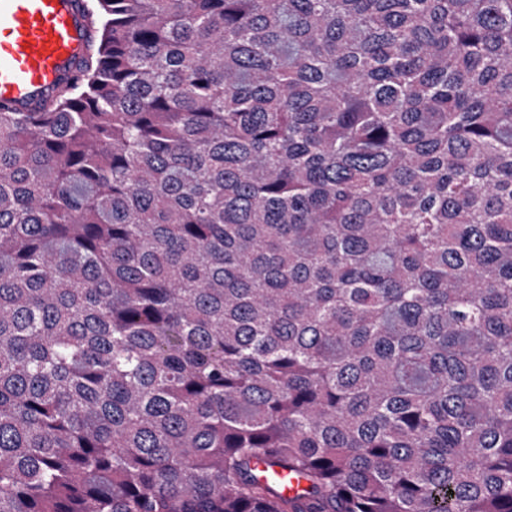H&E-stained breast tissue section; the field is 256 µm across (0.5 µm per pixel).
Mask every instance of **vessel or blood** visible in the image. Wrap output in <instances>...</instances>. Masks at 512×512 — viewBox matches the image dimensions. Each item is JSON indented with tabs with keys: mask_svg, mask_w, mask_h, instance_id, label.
<instances>
[{
	"mask_svg": "<svg viewBox=\"0 0 512 512\" xmlns=\"http://www.w3.org/2000/svg\"><path fill=\"white\" fill-rule=\"evenodd\" d=\"M79 0H0V104L31 110L85 52Z\"/></svg>",
	"mask_w": 512,
	"mask_h": 512,
	"instance_id": "vessel-or-blood-1",
	"label": "vessel or blood"
}]
</instances>
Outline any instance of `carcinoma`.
<instances>
[{
	"label": "carcinoma",
	"mask_w": 512,
	"mask_h": 512,
	"mask_svg": "<svg viewBox=\"0 0 512 512\" xmlns=\"http://www.w3.org/2000/svg\"><path fill=\"white\" fill-rule=\"evenodd\" d=\"M84 16L0 107V512H512V0Z\"/></svg>",
	"instance_id": "obj_1"
}]
</instances>
